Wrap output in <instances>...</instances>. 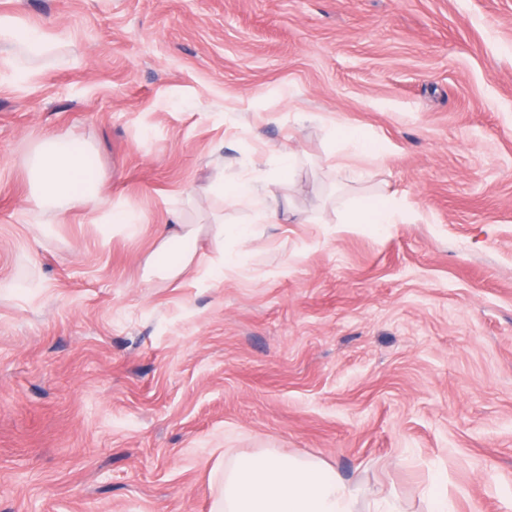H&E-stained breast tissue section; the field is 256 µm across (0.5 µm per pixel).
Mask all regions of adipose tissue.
I'll return each instance as SVG.
<instances>
[{
    "mask_svg": "<svg viewBox=\"0 0 512 512\" xmlns=\"http://www.w3.org/2000/svg\"><path fill=\"white\" fill-rule=\"evenodd\" d=\"M48 41L35 30H21L0 20V61L21 69L24 59L44 54ZM87 145L62 135H50L34 148L28 172L34 184L32 203L42 213L58 217L71 207L102 214L110 223L133 226L135 214L113 208L101 194L104 172L88 173ZM296 158L280 154L275 172L254 167L235 184H216L214 192L225 204L242 202L257 207L263 223L279 220L275 174L292 171ZM208 233L215 247L212 270L221 272L235 264L225 253L224 239H247L244 226L225 225L216 218L208 227L168 224L148 259L152 275L168 281L184 276L193 266L200 233ZM217 487L213 512H404L393 493L370 491L345 478L333 466L314 456L284 455L267 448L253 452L226 450L214 471Z\"/></svg>",
    "mask_w": 512,
    "mask_h": 512,
    "instance_id": "ef3b65f1",
    "label": "adipose tissue"
}]
</instances>
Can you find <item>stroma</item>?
<instances>
[{"mask_svg":"<svg viewBox=\"0 0 512 512\" xmlns=\"http://www.w3.org/2000/svg\"><path fill=\"white\" fill-rule=\"evenodd\" d=\"M0 512H212L225 449L315 456L405 512H512V0H0ZM383 144L336 183L335 122ZM48 133L134 229L30 203ZM298 162L260 224L216 174ZM393 193L417 218L351 224ZM249 227L173 283L161 225ZM50 44L36 30H20L9 21L0 20V56L1 62L22 73H29L31 68L22 66L25 58L44 54ZM224 217L219 216L212 224L207 226V234L211 237L215 246L214 255L211 259V270L224 273L235 264L233 256L224 253V235L245 240L250 236V230L245 226H224ZM425 498L428 503V512H454L452 503L442 489L439 479H435L428 485Z\"/></svg>","mask_w":512,"mask_h":512,"instance_id":"obj_1","label":"stroma"}]
</instances>
